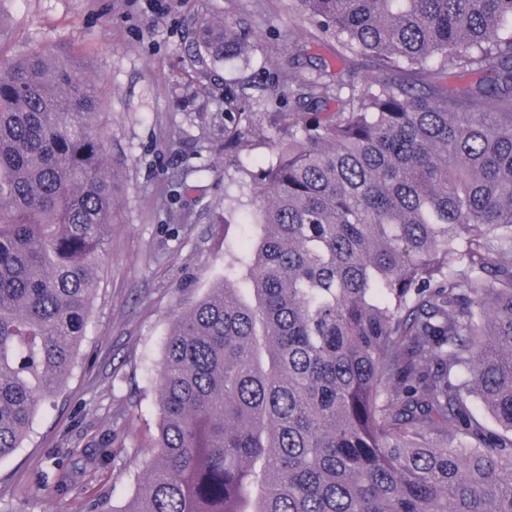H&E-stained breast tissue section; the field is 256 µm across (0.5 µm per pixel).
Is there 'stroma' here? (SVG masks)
Wrapping results in <instances>:
<instances>
[{
	"label": "stroma",
	"instance_id": "35a3bbf8",
	"mask_svg": "<svg viewBox=\"0 0 512 512\" xmlns=\"http://www.w3.org/2000/svg\"><path fill=\"white\" fill-rule=\"evenodd\" d=\"M231 12L251 26L249 66L217 65L202 85L190 65L203 16ZM294 0H0V67L21 53L68 49L86 58L112 156V234L75 364L46 399L20 448L0 461V512H84L91 499L123 512L150 472L158 426L156 374L166 335L224 277L251 230L252 207L225 211L239 162L264 163L285 127L284 104L258 115L239 154L224 150V86L249 101L289 76L322 67L363 83L366 56L339 57L332 39L307 36ZM111 437L114 458L84 455ZM72 489L40 485L54 459Z\"/></svg>",
	"mask_w": 512,
	"mask_h": 512
}]
</instances>
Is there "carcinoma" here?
I'll return each instance as SVG.
<instances>
[{"label": "carcinoma", "instance_id": "1", "mask_svg": "<svg viewBox=\"0 0 512 512\" xmlns=\"http://www.w3.org/2000/svg\"><path fill=\"white\" fill-rule=\"evenodd\" d=\"M296 4L374 71L272 90L288 136L237 167L259 230L168 334L158 464L122 512H512V0ZM195 35L203 79L256 50L227 12ZM85 66L0 69V459L74 366L112 229ZM479 70L448 95L441 74ZM246 110L224 84L229 118ZM52 480L69 493L59 461Z\"/></svg>", "mask_w": 512, "mask_h": 512}]
</instances>
